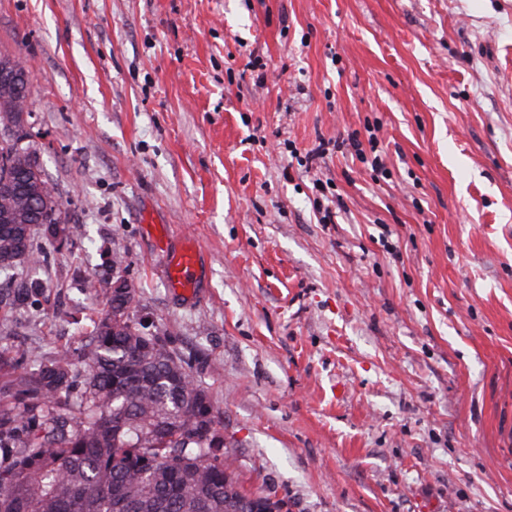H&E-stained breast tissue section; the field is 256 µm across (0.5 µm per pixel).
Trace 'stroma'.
Listing matches in <instances>:
<instances>
[{"label": "stroma", "instance_id": "obj_1", "mask_svg": "<svg viewBox=\"0 0 512 512\" xmlns=\"http://www.w3.org/2000/svg\"><path fill=\"white\" fill-rule=\"evenodd\" d=\"M0 54L61 212L38 292L0 284V383L29 349L82 373L123 277L243 491L512 512V0H0ZM287 140L330 149L309 174ZM163 236L195 240L194 295L166 288Z\"/></svg>", "mask_w": 512, "mask_h": 512}]
</instances>
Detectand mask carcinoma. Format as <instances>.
<instances>
[{"mask_svg": "<svg viewBox=\"0 0 512 512\" xmlns=\"http://www.w3.org/2000/svg\"><path fill=\"white\" fill-rule=\"evenodd\" d=\"M29 83L0 98V119L19 113ZM36 165L29 191L0 192L6 224L58 221L53 188L33 143L0 153V167ZM47 254L30 233L20 241L0 231V274L21 278L17 300L40 287L23 265ZM108 310L83 349V390L66 356L36 363L0 387V512H273L277 503L237 485L224 460V422L209 426L197 410L211 403L181 357L128 312L129 293L108 290Z\"/></svg>", "mask_w": 512, "mask_h": 512, "instance_id": "1", "label": "carcinoma"}]
</instances>
